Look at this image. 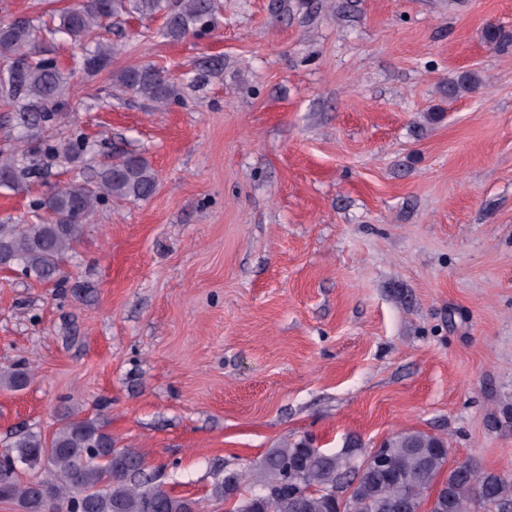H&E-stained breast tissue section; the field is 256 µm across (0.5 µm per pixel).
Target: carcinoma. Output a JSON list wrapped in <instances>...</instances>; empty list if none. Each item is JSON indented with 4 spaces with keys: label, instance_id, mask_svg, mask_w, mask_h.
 <instances>
[{
    "label": "carcinoma",
    "instance_id": "carcinoma-1",
    "mask_svg": "<svg viewBox=\"0 0 512 512\" xmlns=\"http://www.w3.org/2000/svg\"><path fill=\"white\" fill-rule=\"evenodd\" d=\"M214 0H80L53 18V31L83 47V69L105 68L118 47L93 37L95 30L119 14L142 17L160 14V35L179 41L211 27ZM0 58L9 62L0 74V103L14 109L22 129L17 143L0 147V189L19 191L33 174L26 155L36 150L74 162L88 142L75 130L59 136L67 119L66 78L55 59L36 49V25L28 16L0 21ZM121 89L157 105L181 97L177 84L162 69L145 62L113 72ZM472 72L462 73L448 95L477 88ZM156 173L143 156L128 153L100 164L92 180L72 181L33 202L38 222L0 224V252L6 266L26 278L51 282L61 274L79 242L84 224L107 202L140 201L151 197ZM31 380L23 365L0 367V387L18 391ZM51 438L23 432L0 455V500L19 512H199L198 502L161 489L146 472L143 457L131 448H117L112 434L96 420L64 410ZM382 465L354 476L352 494L341 501L330 490L343 487L351 469L346 452H329L309 444L283 442L255 464L229 470L213 489L227 496V482H250L260 496L242 497L230 512H421L441 490L432 512H512V473L488 472L464 462L448 468L445 442L425 431L394 434L380 451ZM40 471L25 483L17 464Z\"/></svg>",
    "mask_w": 512,
    "mask_h": 512
}]
</instances>
